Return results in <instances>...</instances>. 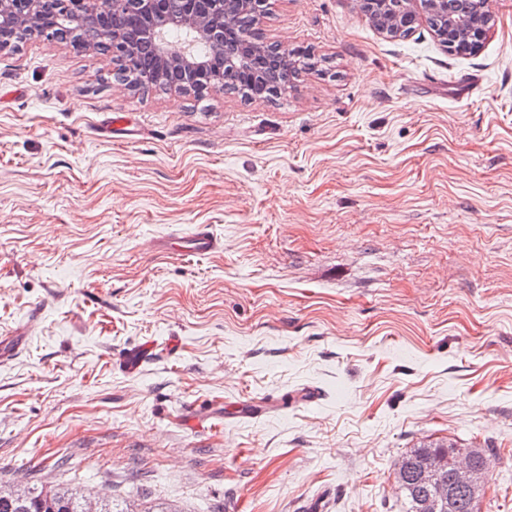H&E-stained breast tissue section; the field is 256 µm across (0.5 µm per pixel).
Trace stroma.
<instances>
[{
  "label": "stroma",
  "instance_id": "1",
  "mask_svg": "<svg viewBox=\"0 0 512 512\" xmlns=\"http://www.w3.org/2000/svg\"><path fill=\"white\" fill-rule=\"evenodd\" d=\"M487 8L459 54L357 0H266L263 39L316 66L264 101L1 51L0 485L403 512L395 462L451 442L512 512V0ZM202 225L220 250L153 247ZM366 1H368V3H366V5H365L366 13L368 14L369 18L372 20V22L374 23V25L377 28H379V29L386 28L388 31H390L394 35H396L398 33L399 34L402 33L403 35H406L409 32H411L412 29L414 28V26H412V25L404 26V25L400 24V26H394V25L388 24V22L386 20V14H385L386 10L384 8L380 7V0H366Z\"/></svg>",
  "mask_w": 512,
  "mask_h": 512
}]
</instances>
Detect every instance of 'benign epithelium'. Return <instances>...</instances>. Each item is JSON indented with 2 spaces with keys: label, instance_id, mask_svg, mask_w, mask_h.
Returning a JSON list of instances; mask_svg holds the SVG:
<instances>
[{
  "label": "benign epithelium",
  "instance_id": "7a95c632",
  "mask_svg": "<svg viewBox=\"0 0 512 512\" xmlns=\"http://www.w3.org/2000/svg\"><path fill=\"white\" fill-rule=\"evenodd\" d=\"M265 0H58L60 14L49 17L42 8L43 0H0V51L13 45L5 40L3 30L20 33L21 38L36 36L55 40L58 21L72 15L83 17L86 25L100 29L99 12H125L135 22V33L127 36L108 30L103 39L110 43L112 55L124 60L136 53L140 44L149 45L156 57V66L142 74L145 86L159 82L169 72L178 78L170 88L180 92L225 90L224 70L244 81H256L259 73L252 61L256 56L288 51V46L257 43L238 24L246 14H258ZM171 26H184L212 47V53L198 58L189 49L168 44L164 31ZM489 470L477 465L470 456L460 454L450 469L449 484L437 483L436 502L426 503L425 512H436V506L448 504L453 512V498L448 487L479 489L488 484Z\"/></svg>",
  "mask_w": 512,
  "mask_h": 512
}]
</instances>
